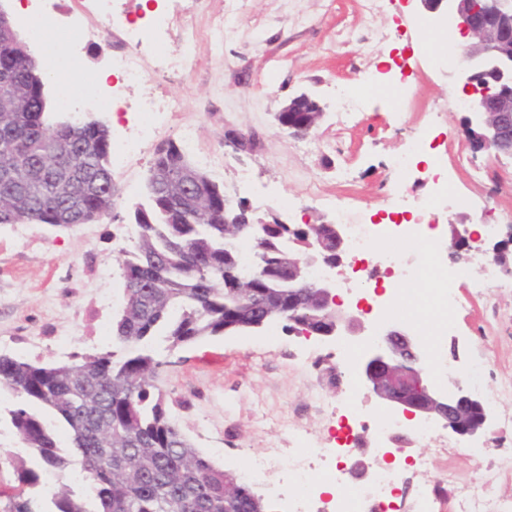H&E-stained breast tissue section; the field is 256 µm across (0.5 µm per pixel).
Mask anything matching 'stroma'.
Masks as SVG:
<instances>
[{"label":"stroma","mask_w":512,"mask_h":512,"mask_svg":"<svg viewBox=\"0 0 512 512\" xmlns=\"http://www.w3.org/2000/svg\"><path fill=\"white\" fill-rule=\"evenodd\" d=\"M175 17L165 37L169 53L193 38L196 55L189 75L152 77L153 61L142 63L150 78L126 92L127 111L80 110L78 120L103 121L113 140L131 133L134 107L148 91L181 100L182 110L166 117L137 157L110 169L116 208L98 222L57 228L47 224H0V354L62 362L76 353L104 352L125 296L124 249L130 248L133 213L146 201L145 181L156 149L177 141L176 127L194 126L198 147L221 165L215 180L227 196L248 201L257 224H322L345 208L358 221L380 222L384 201L403 186L412 205L432 194L429 168L447 176L463 205L439 210L435 233L449 239L452 226L470 228L471 239L491 249L494 237L475 232L478 224L512 223V162H489L466 145L464 112L448 109L463 97L448 70L420 46L418 0H380L377 15L366 16L360 0H172ZM388 37L363 54L372 28ZM108 43L84 49V70L48 80L55 118L68 85L105 83ZM377 82L401 80L398 111L388 102L366 98L337 117L336 93L357 84L364 71ZM306 93L323 109L318 127L305 137L283 130L276 115L283 103ZM426 136L433 165L418 164L401 179L388 167L391 154ZM109 268V280L99 271ZM483 279L473 270L455 288L459 304L451 336L438 337L443 350L458 346L461 366L483 363L482 396L495 410L490 431L472 437L448 436L445 465L425 477H407V493L432 490L443 512H456L459 484L479 485L493 499H512V473L496 474L512 442L500 433L512 422V290L486 299ZM162 363L156 383L169 413L186 439L218 467L240 475L241 460L288 445V429L299 424L323 446L333 444L327 413L314 408L315 393L333 401L344 388L340 342L287 332L271 324L258 332L211 336L170 351L155 341Z\"/></svg>","instance_id":"35a3bbf8"}]
</instances>
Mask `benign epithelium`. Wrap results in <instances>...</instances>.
I'll return each mask as SVG.
<instances>
[{
    "mask_svg": "<svg viewBox=\"0 0 512 512\" xmlns=\"http://www.w3.org/2000/svg\"><path fill=\"white\" fill-rule=\"evenodd\" d=\"M419 2L428 16L444 15L455 19L458 27L471 35L472 42L461 50L468 64L448 72L449 77L463 82V87L474 89V96L467 99L464 106L468 144L475 145V153L486 152L497 161L512 160V0H489L485 9L474 6L472 0ZM302 99L309 101L311 97L306 94L295 97L279 113L281 126L299 136L307 135L323 117L319 109L312 119L288 123V113L297 111ZM53 170L58 194L79 206L74 190V167L55 158ZM326 227L335 245L333 257L326 256L318 238L308 237L306 251L292 260L283 272L288 293L281 311L265 314L253 328L259 329L268 322H282L285 329L295 330L289 312L304 307L306 296L311 294L317 298V306L308 313L312 326L304 327L299 334L343 341L355 336L373 337L350 373L361 390L384 407L385 413H398L421 422H442L459 436L472 437L486 431L494 417L490 402L470 392L453 374L443 382L431 381L423 345L408 328L386 323L378 331L370 330L362 319L363 309H342L334 271L348 260L349 250L342 225L330 222ZM224 286L248 303L252 289L259 284L226 275ZM470 408L479 412L476 423L466 418ZM224 496L232 503L233 512H254V507L261 503V498L229 473L225 474Z\"/></svg>",
    "mask_w": 512,
    "mask_h": 512,
    "instance_id": "obj_1",
    "label": "benign epithelium"
}]
</instances>
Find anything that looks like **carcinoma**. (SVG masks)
I'll use <instances>...</instances> for the list:
<instances>
[{"mask_svg":"<svg viewBox=\"0 0 512 512\" xmlns=\"http://www.w3.org/2000/svg\"><path fill=\"white\" fill-rule=\"evenodd\" d=\"M0 27V84L19 101L15 112H0V224H58L68 200L56 195L54 173L43 166L48 150L62 142L82 178L76 189L81 224L110 211L111 141L95 125L71 126L46 119L47 97L22 66L18 49ZM23 153L37 167L31 177L11 171ZM151 169L176 174V180L147 182L148 205L134 211V247L123 251L125 303L115 317L112 345L96 354H76L69 362L29 361L0 354V389L17 398L7 410L12 427L31 456L46 470L62 472L71 464L93 493L96 508L63 486L50 494L46 509L24 497V487L39 483L38 472L17 468V492L0 512H230L224 501V470L185 439L165 408L162 391L151 383L161 362L152 354L161 336L177 349L207 336L224 335V310L240 309L248 320L258 310L224 288V274L250 278L261 269L266 305L282 294L283 241L303 239L304 224H269L265 248L245 269L233 228L224 223V187L194 166L170 142L157 149ZM64 424L73 452L61 449L43 414Z\"/></svg>","mask_w":512,"mask_h":512,"instance_id":"carcinoma-1","label":"carcinoma"}]
</instances>
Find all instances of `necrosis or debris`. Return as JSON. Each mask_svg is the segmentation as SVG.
<instances>
[{
  "label": "necrosis or debris",
  "instance_id": "obj_1",
  "mask_svg": "<svg viewBox=\"0 0 512 512\" xmlns=\"http://www.w3.org/2000/svg\"><path fill=\"white\" fill-rule=\"evenodd\" d=\"M116 3L117 0H76L74 8L63 12L56 0H27L23 20L32 26L33 36L54 70L67 74L82 71L80 49H72L64 58L54 52L57 40L73 32L80 33L82 43L89 45L110 37L117 28L129 47L128 52L111 56L110 81L87 84L78 93L65 95L62 104L66 108L75 110L84 104L113 108L123 87L144 80L139 50L146 37L158 41L169 29L168 12H156L137 23L119 13ZM87 11L99 19V27L82 26L81 15ZM180 108L178 100L145 94L136 106L138 132L116 143V158L141 154L145 142L158 128L160 115ZM429 176L438 191L421 208L415 223L356 222L341 208L336 211V221L347 230L350 276L364 281V298L376 314L382 318L392 315L407 300L408 286L428 279L433 287L421 302L433 316L436 335L445 336L452 330L457 307L452 289L468 270L432 263L440 242L425 234V217L431 209L457 203L458 198L439 172L430 171ZM330 412L338 425L333 447H320L317 440L299 428L293 434L294 447L274 449L260 466L246 471L250 479L267 482L284 495L285 512H401L406 467L425 472L444 459V436L437 423L413 422L393 414L369 423L367 406L356 383H349L345 397ZM394 438L423 442L432 445L433 451L410 460L401 449L391 447ZM330 484L338 488L332 496L324 493Z\"/></svg>",
  "mask_w": 512,
  "mask_h": 512
}]
</instances>
